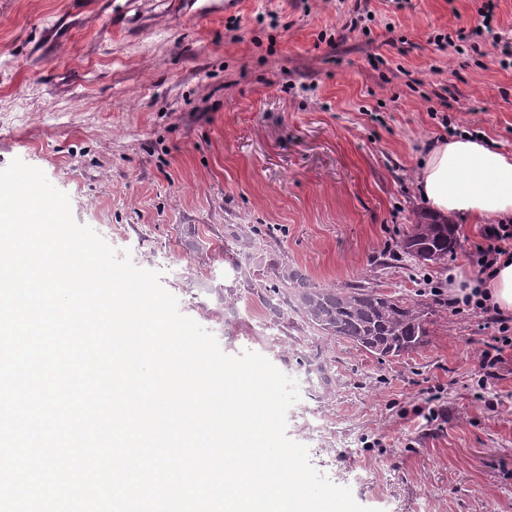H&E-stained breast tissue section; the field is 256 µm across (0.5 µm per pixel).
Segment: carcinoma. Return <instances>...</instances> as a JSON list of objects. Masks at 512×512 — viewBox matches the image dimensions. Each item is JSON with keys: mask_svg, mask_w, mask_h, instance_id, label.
Masks as SVG:
<instances>
[{"mask_svg": "<svg viewBox=\"0 0 512 512\" xmlns=\"http://www.w3.org/2000/svg\"><path fill=\"white\" fill-rule=\"evenodd\" d=\"M458 246V224L428 212L400 243L404 257L418 263L444 260ZM260 249L256 230L249 225L233 235V247L224 260L234 272L232 284L219 289L224 309L232 310L248 293L259 303L274 326L292 322L324 339L343 340L378 358L399 357L423 345L432 333V313L422 303L404 300L362 284L326 285L314 281L287 260L268 263L259 259L261 278L242 265L237 256Z\"/></svg>", "mask_w": 512, "mask_h": 512, "instance_id": "1", "label": "carcinoma"}]
</instances>
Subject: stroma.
Returning <instances> with one entry per match:
<instances>
[{
  "label": "stroma",
  "mask_w": 512,
  "mask_h": 512,
  "mask_svg": "<svg viewBox=\"0 0 512 512\" xmlns=\"http://www.w3.org/2000/svg\"><path fill=\"white\" fill-rule=\"evenodd\" d=\"M485 2L221 0L203 16L191 0H0V169L39 168L112 247L165 254L180 312L223 327L225 354L260 353L298 381L288 437L316 428L312 466L373 512H512V374L473 400L494 331L417 282L473 279L483 227L460 221L445 261L389 257L423 209L415 175L436 141L470 133L512 153V0H496L498 43L471 32ZM230 224L320 283L426 304L429 342L378 359L295 331L283 352L255 296L232 321L212 294L194 309L182 270L220 279L228 264H196L187 231L219 251ZM304 356L323 379L305 381ZM434 385L442 427L402 419Z\"/></svg>",
  "instance_id": "35a3bbf8"
}]
</instances>
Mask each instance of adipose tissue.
Segmentation results:
<instances>
[{
	"label": "adipose tissue",
	"mask_w": 512,
	"mask_h": 512,
	"mask_svg": "<svg viewBox=\"0 0 512 512\" xmlns=\"http://www.w3.org/2000/svg\"><path fill=\"white\" fill-rule=\"evenodd\" d=\"M419 193L427 211L477 221L512 219V154L469 134L442 140L422 159Z\"/></svg>",
	"instance_id": "ef3b65f1"
}]
</instances>
